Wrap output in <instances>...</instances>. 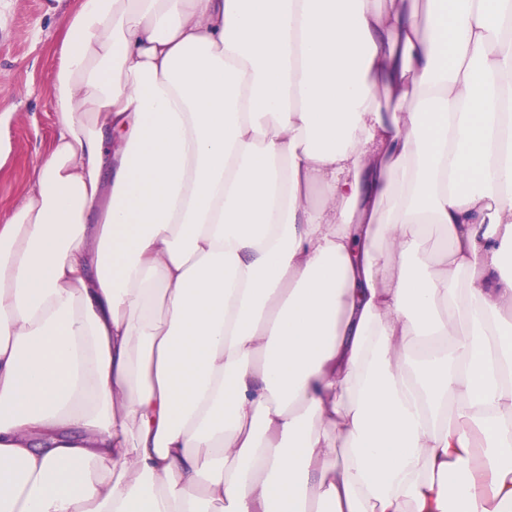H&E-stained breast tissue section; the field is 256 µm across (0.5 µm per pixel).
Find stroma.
<instances>
[{
  "mask_svg": "<svg viewBox=\"0 0 512 512\" xmlns=\"http://www.w3.org/2000/svg\"><path fill=\"white\" fill-rule=\"evenodd\" d=\"M50 2L7 0L0 22V138L12 146L0 159V214L23 200L55 132L49 74L63 40L58 21L80 0H61L54 12Z\"/></svg>",
  "mask_w": 512,
  "mask_h": 512,
  "instance_id": "obj_1",
  "label": "stroma"
}]
</instances>
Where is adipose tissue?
Instances as JSON below:
<instances>
[{"mask_svg": "<svg viewBox=\"0 0 512 512\" xmlns=\"http://www.w3.org/2000/svg\"><path fill=\"white\" fill-rule=\"evenodd\" d=\"M410 2L61 17L0 512H512V0Z\"/></svg>", "mask_w": 512, "mask_h": 512, "instance_id": "adipose-tissue-1", "label": "adipose tissue"}]
</instances>
